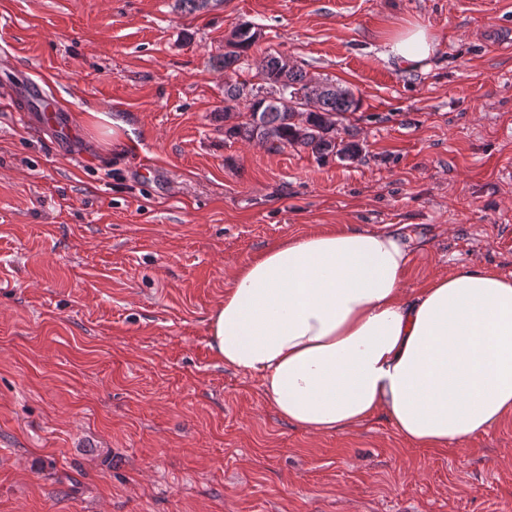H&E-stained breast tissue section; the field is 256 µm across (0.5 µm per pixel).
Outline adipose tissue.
Returning <instances> with one entry per match:
<instances>
[{"instance_id": "ef3b65f1", "label": "adipose tissue", "mask_w": 512, "mask_h": 512, "mask_svg": "<svg viewBox=\"0 0 512 512\" xmlns=\"http://www.w3.org/2000/svg\"><path fill=\"white\" fill-rule=\"evenodd\" d=\"M436 41L414 25L388 53L402 67ZM397 230L327 224L267 246L239 266L209 317V346L260 378L274 412L317 434L385 412L407 441L431 448L512 415V279L490 268L400 281Z\"/></svg>"}]
</instances>
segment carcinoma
Wrapping results in <instances>:
<instances>
[{
  "mask_svg": "<svg viewBox=\"0 0 512 512\" xmlns=\"http://www.w3.org/2000/svg\"><path fill=\"white\" fill-rule=\"evenodd\" d=\"M192 14L223 0H176ZM234 47L212 58V66L236 75L249 69L250 49L260 32L247 22L235 27ZM361 101L354 93L301 67H289L285 55L268 53L250 80L224 82V138L258 140L274 151L286 147L310 151L317 159L352 161L359 143L336 117L355 112Z\"/></svg>",
  "mask_w": 512,
  "mask_h": 512,
  "instance_id": "1",
  "label": "carcinoma"
}]
</instances>
